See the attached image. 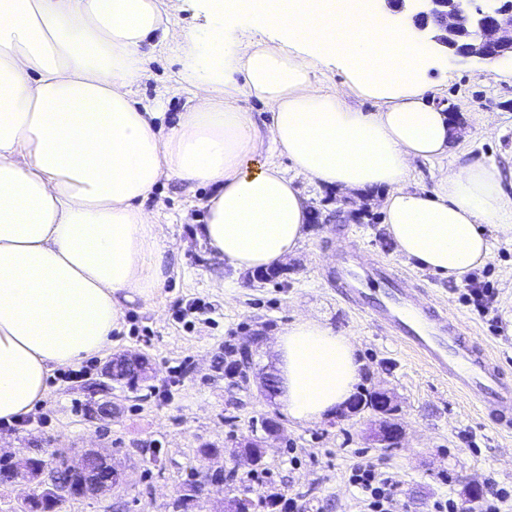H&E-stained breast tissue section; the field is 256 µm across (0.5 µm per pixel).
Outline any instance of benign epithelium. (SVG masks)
I'll return each mask as SVG.
<instances>
[{
	"label": "benign epithelium",
	"instance_id": "benign-epithelium-1",
	"mask_svg": "<svg viewBox=\"0 0 512 512\" xmlns=\"http://www.w3.org/2000/svg\"><path fill=\"white\" fill-rule=\"evenodd\" d=\"M384 9L395 16L401 24H407L419 37L436 51L451 59L480 58L490 62L512 58V0H378ZM402 436L399 424L383 414V419L374 433V438L382 444H398ZM105 458L99 451L91 455ZM63 454V467L48 473L50 491L49 502L59 498L81 496L94 492H104L125 476L110 461L106 462L111 481L95 485L87 483L76 487L63 479L65 470H82L89 457Z\"/></svg>",
	"mask_w": 512,
	"mask_h": 512
}]
</instances>
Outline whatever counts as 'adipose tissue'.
<instances>
[{"mask_svg":"<svg viewBox=\"0 0 512 512\" xmlns=\"http://www.w3.org/2000/svg\"><path fill=\"white\" fill-rule=\"evenodd\" d=\"M208 20L236 14L279 27L176 28L175 0H0V422L38 407L59 367L112 342L125 303L165 275L158 222L144 207L165 179L213 187L202 233L235 271L283 263L304 240L309 201L293 185L383 190L387 231L408 260L462 280L512 237L499 171L474 159L410 187L415 161L448 157L452 123L420 78L428 46L336 0H200ZM178 43V83L196 103L161 131L133 89L146 47ZM344 69L346 92L322 65ZM269 113L259 129L238 100ZM374 102L372 111L358 100ZM270 158L253 165L260 149ZM278 400L308 426L347 406L362 364L353 337L301 317L276 337Z\"/></svg>","mask_w":512,"mask_h":512,"instance_id":"ef3b65f1","label":"adipose tissue"}]
</instances>
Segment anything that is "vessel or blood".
<instances>
[{
  "label": "vessel or blood",
  "mask_w": 512,
  "mask_h": 512,
  "mask_svg": "<svg viewBox=\"0 0 512 512\" xmlns=\"http://www.w3.org/2000/svg\"><path fill=\"white\" fill-rule=\"evenodd\" d=\"M409 277L384 262H345L336 284L353 308L387 325L396 339L447 376L467 397L512 428V385L497 376L489 356L475 352L458 320L441 316L433 302L407 289Z\"/></svg>",
  "instance_id": "1"
}]
</instances>
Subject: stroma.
<instances>
[{"label":"stroma","mask_w":512,"mask_h":512,"mask_svg":"<svg viewBox=\"0 0 512 512\" xmlns=\"http://www.w3.org/2000/svg\"><path fill=\"white\" fill-rule=\"evenodd\" d=\"M149 55V72L134 92L144 104L162 99L164 124L171 127L194 104L195 93L174 83L175 51L153 49ZM427 76L437 101L452 108L453 134L444 164H416L414 185L432 191L439 167L452 170L478 158L499 169L512 194V78L476 58L451 63L440 55ZM294 183L308 197L312 219L306 239L286 260L287 275L271 282L257 281L249 271L233 273L200 237L210 187L192 188L177 179L156 187L146 206L160 212L163 287L148 300L126 304L111 346L53 371L29 423L0 430V456L45 458L57 448H98L125 466L123 483L98 496L63 500L56 512H167L189 479L207 472L210 463L200 453L207 445L222 448L219 465L253 476L250 512H283L291 498L304 512H360V492L348 473L361 463L393 478L403 512H430L433 500L446 496L474 505L467 491L471 482L512 485V430L495 424L486 410L358 313L333 280L337 264L353 251L391 263L460 320L465 336L487 348L512 380V242L495 241L476 271L496 292L482 317L463 301V283L422 269L396 250L383 223L380 192L353 200L302 177ZM302 316L356 338L363 374L355 390L393 397L405 433L400 446L373 441V410L345 408L304 427L284 419L278 399L261 394L260 378L276 369L275 337ZM253 336L264 342L244 386L227 375L231 358L224 347ZM122 354L147 358L149 378L137 394L112 384L117 410L109 420H94L102 370ZM264 417L281 418L280 439L260 465L234 463L238 441L264 438Z\"/></svg>","instance_id":"35a3bbf8"}]
</instances>
